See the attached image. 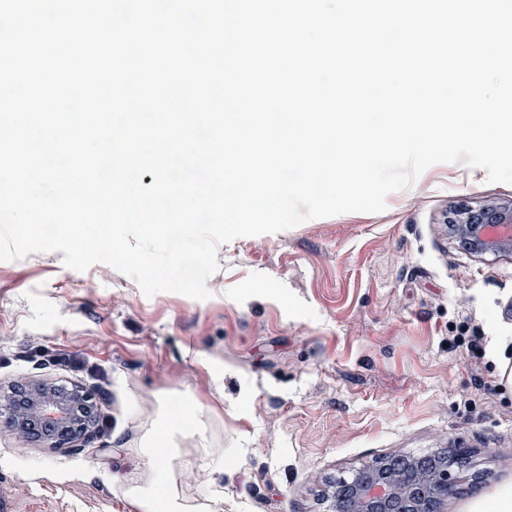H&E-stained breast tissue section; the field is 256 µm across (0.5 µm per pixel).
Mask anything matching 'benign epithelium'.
Wrapping results in <instances>:
<instances>
[{"instance_id":"obj_1","label":"benign epithelium","mask_w":512,"mask_h":512,"mask_svg":"<svg viewBox=\"0 0 512 512\" xmlns=\"http://www.w3.org/2000/svg\"><path fill=\"white\" fill-rule=\"evenodd\" d=\"M500 224H512V201L486 202L477 207L457 210L453 223L456 236L468 242L475 254H512V234L491 235L488 229ZM26 402L14 403L15 391L0 392V412L5 423L16 433L26 434L33 425L46 426V433L33 438L48 448H65L76 453L93 437L95 421L88 415L92 395L81 387L64 388L47 380H32L24 384ZM415 469L409 479L404 474L382 472L366 477L354 475L349 484V512H396L397 503L406 504L405 512H430L427 501H444L456 493L461 482L460 472L444 466L432 472H422L411 457L406 458Z\"/></svg>"}]
</instances>
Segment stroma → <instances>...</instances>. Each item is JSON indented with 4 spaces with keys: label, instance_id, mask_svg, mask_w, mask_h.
I'll return each mask as SVG.
<instances>
[{
    "label": "stroma",
    "instance_id": "35a3bbf8",
    "mask_svg": "<svg viewBox=\"0 0 512 512\" xmlns=\"http://www.w3.org/2000/svg\"><path fill=\"white\" fill-rule=\"evenodd\" d=\"M486 170L437 164L377 214L344 213L220 245L210 298L146 297L105 264L63 252L0 261V386L31 379L93 393L77 455L0 425L8 512H140L162 487L202 512H332L331 484L384 455L456 446L476 491L440 512L512 497V255L462 249L454 206L512 199ZM479 336L485 353L449 345ZM176 398L200 432L149 454Z\"/></svg>",
    "mask_w": 512,
    "mask_h": 512
}]
</instances>
